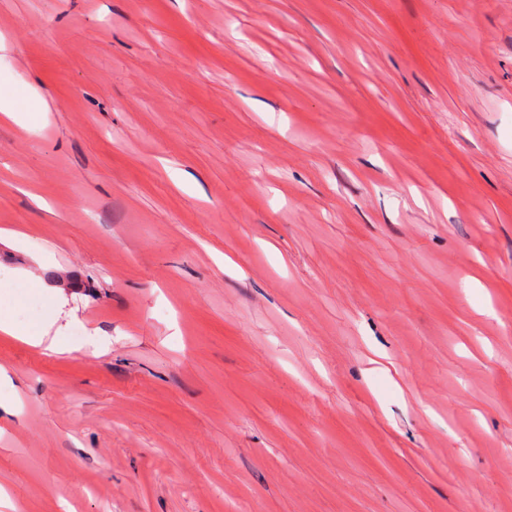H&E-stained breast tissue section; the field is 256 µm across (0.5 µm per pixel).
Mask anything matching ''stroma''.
Returning <instances> with one entry per match:
<instances>
[{
	"instance_id": "obj_1",
	"label": "stroma",
	"mask_w": 512,
	"mask_h": 512,
	"mask_svg": "<svg viewBox=\"0 0 512 512\" xmlns=\"http://www.w3.org/2000/svg\"><path fill=\"white\" fill-rule=\"evenodd\" d=\"M16 512H512V0H0ZM49 111H41V103Z\"/></svg>"
}]
</instances>
